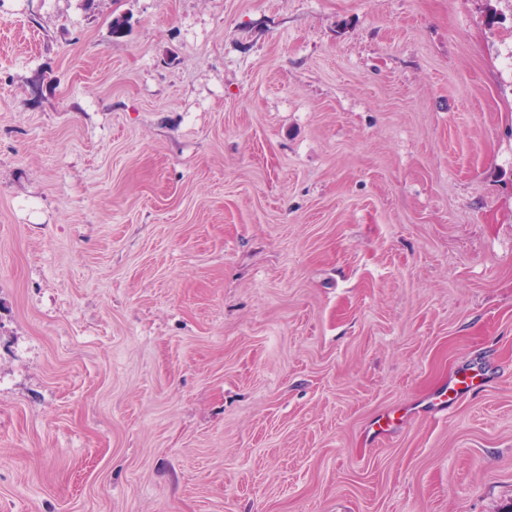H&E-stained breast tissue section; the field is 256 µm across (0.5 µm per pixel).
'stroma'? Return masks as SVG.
Returning <instances> with one entry per match:
<instances>
[{"label":"stroma","mask_w":512,"mask_h":512,"mask_svg":"<svg viewBox=\"0 0 512 512\" xmlns=\"http://www.w3.org/2000/svg\"><path fill=\"white\" fill-rule=\"evenodd\" d=\"M0 512H512V0H5ZM472 370L457 374L445 389L433 396L426 404V413L430 416L444 413L453 402L484 386L487 379L485 371L481 369L472 374Z\"/></svg>","instance_id":"obj_1"}]
</instances>
